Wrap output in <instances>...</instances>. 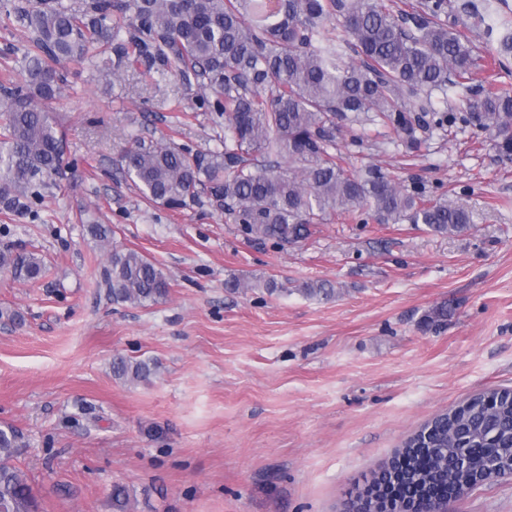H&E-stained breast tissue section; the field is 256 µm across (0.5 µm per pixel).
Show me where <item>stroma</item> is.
<instances>
[{
    "label": "stroma",
    "instance_id": "stroma-1",
    "mask_svg": "<svg viewBox=\"0 0 512 512\" xmlns=\"http://www.w3.org/2000/svg\"><path fill=\"white\" fill-rule=\"evenodd\" d=\"M471 39L496 53L512 91V0H476ZM29 32L0 10V83L24 78ZM102 54L62 66L54 115L63 175L33 214L0 211V250L44 272H0V426L20 434L15 464L39 512H344L355 484L414 431L474 393L512 389V160L457 123L404 135L342 122L347 168L375 165L401 188L467 210L470 228L361 224L325 216L295 243L259 239L206 188L170 209L125 176L130 137L216 150L224 128L200 89L147 66L106 77ZM111 225L100 244L88 225ZM162 269L167 296L115 304L101 284L113 245ZM238 288H228L230 280ZM277 291H268V282ZM327 281L330 299L302 294ZM439 326L424 321L440 309ZM117 357L148 380L115 378ZM448 512H512V476L449 499Z\"/></svg>",
    "mask_w": 512,
    "mask_h": 512
}]
</instances>
